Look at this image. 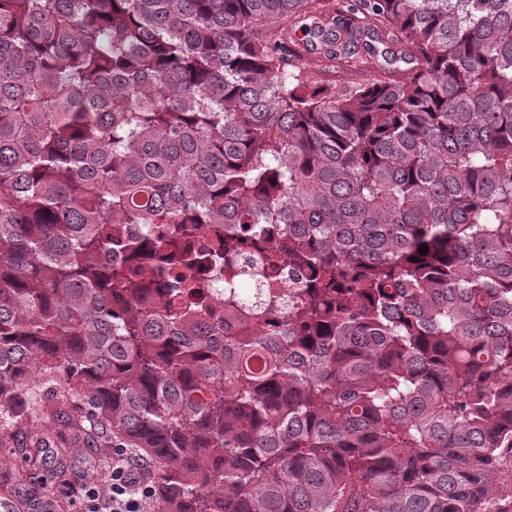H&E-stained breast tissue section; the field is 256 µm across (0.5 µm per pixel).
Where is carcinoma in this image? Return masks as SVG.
<instances>
[{"label":"carcinoma","instance_id":"carcinoma-1","mask_svg":"<svg viewBox=\"0 0 512 512\" xmlns=\"http://www.w3.org/2000/svg\"><path fill=\"white\" fill-rule=\"evenodd\" d=\"M203 224L260 264L193 309L132 258ZM58 425L153 512H512V0H0L19 478ZM317 79L337 85L363 83L371 79V73L363 70H353L336 60L331 66L325 67L317 73Z\"/></svg>","mask_w":512,"mask_h":512}]
</instances>
